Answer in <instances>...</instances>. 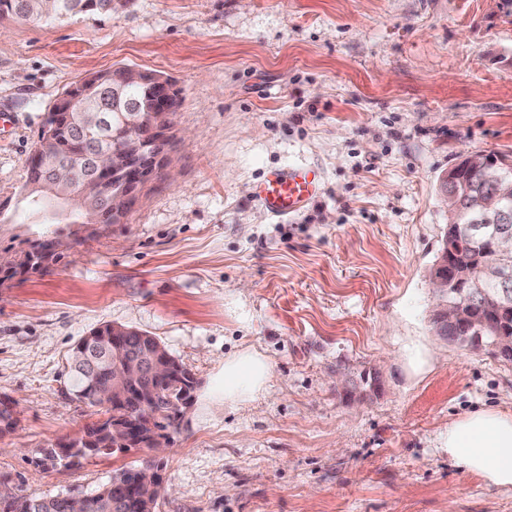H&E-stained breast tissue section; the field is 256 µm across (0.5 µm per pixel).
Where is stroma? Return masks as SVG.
Listing matches in <instances>:
<instances>
[{
    "instance_id": "35a3bbf8",
    "label": "stroma",
    "mask_w": 512,
    "mask_h": 512,
    "mask_svg": "<svg viewBox=\"0 0 512 512\" xmlns=\"http://www.w3.org/2000/svg\"><path fill=\"white\" fill-rule=\"evenodd\" d=\"M502 0H115L111 16L0 25V203L15 202L65 89L129 66L176 80L174 179L120 223L56 225L70 249L0 285V473L33 496L96 494L156 463L155 512H512L438 434L512 409V362L436 335L427 279L448 214L441 176L512 156V17ZM306 165L323 192L270 216L252 186ZM155 336L197 380L164 453L45 470L39 449L100 419L70 385L92 329ZM270 362L268 392L226 408L224 356Z\"/></svg>"
}]
</instances>
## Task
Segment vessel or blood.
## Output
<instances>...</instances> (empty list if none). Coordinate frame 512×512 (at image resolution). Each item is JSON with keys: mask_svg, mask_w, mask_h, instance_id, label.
<instances>
[{"mask_svg": "<svg viewBox=\"0 0 512 512\" xmlns=\"http://www.w3.org/2000/svg\"><path fill=\"white\" fill-rule=\"evenodd\" d=\"M321 192L322 183L316 172L295 165L268 171L252 189L253 196L276 217L299 212Z\"/></svg>", "mask_w": 512, "mask_h": 512, "instance_id": "vessel-or-blood-1", "label": "vessel or blood"}]
</instances>
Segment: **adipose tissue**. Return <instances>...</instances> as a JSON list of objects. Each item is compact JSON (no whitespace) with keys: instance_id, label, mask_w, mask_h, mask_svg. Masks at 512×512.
Instances as JSON below:
<instances>
[{"instance_id":"obj_1","label":"adipose tissue","mask_w":512,"mask_h":512,"mask_svg":"<svg viewBox=\"0 0 512 512\" xmlns=\"http://www.w3.org/2000/svg\"><path fill=\"white\" fill-rule=\"evenodd\" d=\"M271 375L268 360L246 348L225 357L211 393L225 407L247 405L266 393ZM438 442L465 472L480 476L490 486L512 490V410L463 413L439 433Z\"/></svg>"}]
</instances>
